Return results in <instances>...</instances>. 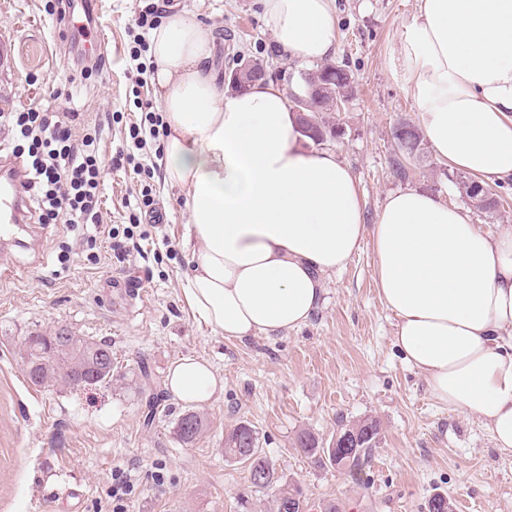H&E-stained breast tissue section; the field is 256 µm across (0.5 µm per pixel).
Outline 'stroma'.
<instances>
[{
    "label": "stroma",
    "instance_id": "stroma-1",
    "mask_svg": "<svg viewBox=\"0 0 512 512\" xmlns=\"http://www.w3.org/2000/svg\"><path fill=\"white\" fill-rule=\"evenodd\" d=\"M169 2L221 23L212 68L228 69L243 54L270 63L268 79L282 89L298 82L303 66L274 46L257 0ZM138 6L97 0L100 34L63 35L43 0H0V113L29 104L62 108L65 100H51L52 90L72 91L87 119L102 124L100 152L111 158L121 127L109 114L134 122V97L156 99L127 58ZM415 9L416 0H336L333 59L348 63L357 91L340 114L344 134L329 147L356 179L369 224L401 188L461 203L448 166L431 148L406 160V174L392 165L397 119L420 121L391 64ZM99 37L102 72L82 80L81 50ZM152 162L164 222L147 228L129 255L115 254L103 233L86 255L78 232L51 224L39 246L0 259L17 269L0 282V512H112L116 475L134 487L125 512H271L286 485L300 490L306 512H323L330 502L340 512H424L436 493L447 494L456 512H512V456L495 448L476 415L440 405L395 347V319L373 283L371 245L326 276L325 299L306 325L279 337L225 339L184 301L185 198L165 183L160 157ZM139 188L132 168L106 167L103 223H126ZM65 243L73 255L63 266L57 254ZM61 328L111 344L112 384L30 382L20 358L24 339ZM188 356L213 365L223 392L192 407L163 395L146 422L142 368L162 383ZM191 409L205 431L187 447L176 421ZM364 418L378 421L380 436L357 469L315 465L297 446L300 432L326 442L341 424ZM241 422L254 429L274 468L268 487H254L246 464L224 455L226 435Z\"/></svg>",
    "mask_w": 512,
    "mask_h": 512
}]
</instances>
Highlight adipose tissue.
<instances>
[{"instance_id":"adipose-tissue-1","label":"adipose tissue","mask_w":512,"mask_h":512,"mask_svg":"<svg viewBox=\"0 0 512 512\" xmlns=\"http://www.w3.org/2000/svg\"><path fill=\"white\" fill-rule=\"evenodd\" d=\"M278 49L316 64L336 50L334 0H258ZM216 27L192 11L149 38L166 136L164 180L185 196L194 317L228 339L278 336L318 309L326 275L370 242L395 344L450 410L477 414L512 454V225L485 233L416 188L388 194L375 224L349 167L306 147L282 88L235 94L209 67ZM392 66L436 157L488 185L512 180V0H417ZM173 397L208 402L224 381L203 360L167 373Z\"/></svg>"}]
</instances>
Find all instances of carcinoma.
<instances>
[{"label": "carcinoma", "mask_w": 512, "mask_h": 512, "mask_svg": "<svg viewBox=\"0 0 512 512\" xmlns=\"http://www.w3.org/2000/svg\"><path fill=\"white\" fill-rule=\"evenodd\" d=\"M329 83L336 92L348 96L354 95V78L346 64L326 61L314 70L301 73L300 82L291 92L290 98L295 108H301L318 121L312 142L322 144L335 140L343 134L339 114L330 111L325 95L314 90L316 83ZM396 151L393 164L400 167V173L406 174L401 167L399 157L416 156L421 151L422 134L418 128L405 119L397 121L394 131ZM35 342L27 343L21 352L25 371L30 382L36 386L49 383L67 386H79L85 375H90L96 384L112 382L111 345L95 342L78 336L67 329L55 331L49 336L35 335ZM204 431V420L200 414L189 411L178 419L176 432L186 445L195 443ZM350 433L357 437L356 448L341 450L323 445L313 435L303 433L298 437V446L313 462L319 465L330 464L338 468H352L366 457L379 435V427L372 419L359 420L341 426L337 434ZM224 454L248 466V470H262L264 481L253 482L256 487H265L273 483L275 472L267 457L263 456L257 445L254 430L244 424L233 429L225 440ZM275 512H305L304 500L299 492L291 487L281 490L275 502Z\"/></svg>", "instance_id": "carcinoma-1"}]
</instances>
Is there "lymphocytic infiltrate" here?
I'll return each instance as SVG.
<instances>
[{"label":"lymphocytic infiltrate","mask_w":512,"mask_h":512,"mask_svg":"<svg viewBox=\"0 0 512 512\" xmlns=\"http://www.w3.org/2000/svg\"><path fill=\"white\" fill-rule=\"evenodd\" d=\"M164 15L163 9L150 2L136 16L137 30L129 43L128 58L137 74L147 70L149 35ZM0 124L7 126L10 135L6 150L24 161L23 194L38 223L62 222L75 230L99 223L103 186L99 126L86 120L77 108L56 112L38 104L0 115ZM126 125L117 158L131 165L143 185L127 223L108 230L112 248L119 252L136 237L142 215L155 211L149 185L154 169L143 163L142 155L146 149L160 147L162 136L161 115L149 107L140 121Z\"/></svg>","instance_id":"f902f5d3"}]
</instances>
